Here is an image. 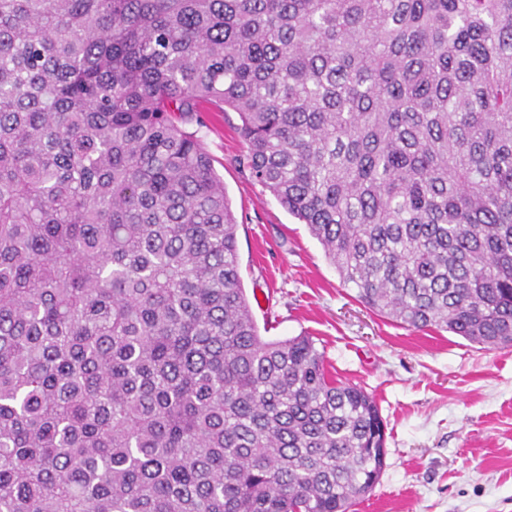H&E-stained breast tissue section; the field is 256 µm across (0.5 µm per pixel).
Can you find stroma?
<instances>
[{
    "label": "stroma",
    "instance_id": "stroma-1",
    "mask_svg": "<svg viewBox=\"0 0 512 512\" xmlns=\"http://www.w3.org/2000/svg\"><path fill=\"white\" fill-rule=\"evenodd\" d=\"M197 136L238 222L241 284L261 336L307 333L386 425L385 466L350 512H512V348L402 327L365 308L305 225L240 170L237 113Z\"/></svg>",
    "mask_w": 512,
    "mask_h": 512
}]
</instances>
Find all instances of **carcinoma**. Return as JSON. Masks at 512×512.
I'll return each instance as SVG.
<instances>
[{
    "mask_svg": "<svg viewBox=\"0 0 512 512\" xmlns=\"http://www.w3.org/2000/svg\"><path fill=\"white\" fill-rule=\"evenodd\" d=\"M378 315L512 347V0H0V512H348L373 397L265 341L195 133Z\"/></svg>",
    "mask_w": 512,
    "mask_h": 512,
    "instance_id": "carcinoma-1",
    "label": "carcinoma"
}]
</instances>
